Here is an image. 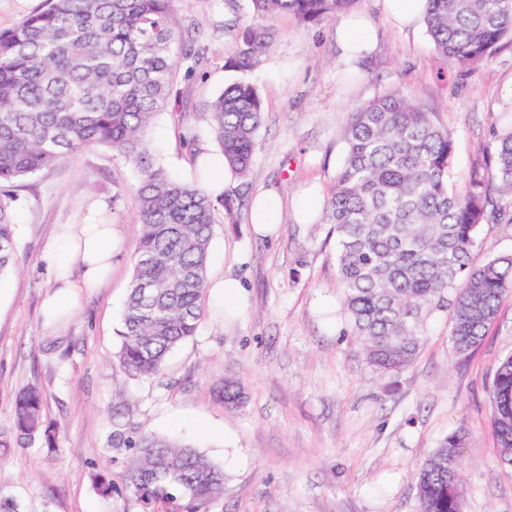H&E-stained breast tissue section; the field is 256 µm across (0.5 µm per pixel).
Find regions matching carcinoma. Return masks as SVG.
Wrapping results in <instances>:
<instances>
[{
  "instance_id": "obj_1",
  "label": "carcinoma",
  "mask_w": 512,
  "mask_h": 512,
  "mask_svg": "<svg viewBox=\"0 0 512 512\" xmlns=\"http://www.w3.org/2000/svg\"><path fill=\"white\" fill-rule=\"evenodd\" d=\"M257 22L235 46L240 68L286 13L321 24L349 0H251ZM436 51L466 68L488 62L512 40V0H428L425 16ZM183 32L172 27V0H45L16 27L0 31V273L15 263L18 181L67 156L102 146L138 171L140 236L122 319L118 362L132 377L155 378L168 353L195 336L204 315L215 207L226 205L174 180L156 162L147 135L166 109ZM262 101L245 82L211 105L212 129L227 164L248 176L262 124ZM347 154L325 201L321 223L336 240V273L353 335L381 373L408 366L425 340L424 320L452 307L449 342L458 355L483 343L512 292V254L469 263L480 231L512 224V125L494 128L465 190L448 191L453 132L400 89L380 93L350 113ZM228 408L245 401L224 381ZM492 432L499 463L512 467V354L491 384ZM39 442L55 448L35 385L21 389L0 448ZM111 444L132 451L120 482L91 473L93 488L135 500L141 512H211L224 497V472L190 443L149 432H118ZM462 436L441 442L417 472L418 512H463Z\"/></svg>"
}]
</instances>
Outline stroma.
Here are the masks:
<instances>
[{"label": "stroma", "mask_w": 512, "mask_h": 512, "mask_svg": "<svg viewBox=\"0 0 512 512\" xmlns=\"http://www.w3.org/2000/svg\"><path fill=\"white\" fill-rule=\"evenodd\" d=\"M172 9L175 27L195 23L203 57L179 59L171 103L149 133L170 175L193 183L195 155L216 148L210 104L226 86L250 83L262 100L253 163L224 191L233 205L215 213L207 266L208 282L237 278L243 294L225 309L205 301L196 335L168 354L161 376H128L117 353L139 234L137 171L108 148L90 147L20 181L16 264L0 276V426L10 423L18 391L39 385L59 450L9 449L0 495L21 512H140L126 498H102L90 481L95 467L123 471L130 452L111 437L131 424L191 443L223 470L224 498L213 512H418L415 470L459 432L464 512H512V471L497 462L489 394L499 358L512 353V292L469 357L450 346V311L435 310L414 360L378 373L351 333L327 225L297 223L289 212L304 187L329 194L350 113L396 88L453 131L448 187L464 190L491 126L512 122V42L468 69L441 57L425 27L398 30L377 0H350L349 11L380 29L357 78L342 69L335 21L303 26L290 14L277 17L276 36L241 70L231 58L251 0H174ZM259 190L286 210L277 237L251 230L249 203ZM93 207L121 232L123 251L74 317L46 327L41 303L52 281L43 252L59 225L83 223ZM508 254L512 224L487 225L470 262ZM225 379L246 393L238 409L213 392Z\"/></svg>", "instance_id": "35a3bbf8"}]
</instances>
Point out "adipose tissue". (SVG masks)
I'll return each mask as SVG.
<instances>
[{"label":"adipose tissue","mask_w":512,"mask_h":512,"mask_svg":"<svg viewBox=\"0 0 512 512\" xmlns=\"http://www.w3.org/2000/svg\"><path fill=\"white\" fill-rule=\"evenodd\" d=\"M336 45L347 64H355L377 44L379 33L363 13L341 19L334 30ZM121 240L113 224H63L47 247L45 260L55 287L43 302L47 326L55 327L80 307L86 294L112 273V260Z\"/></svg>","instance_id":"adipose-tissue-1"}]
</instances>
